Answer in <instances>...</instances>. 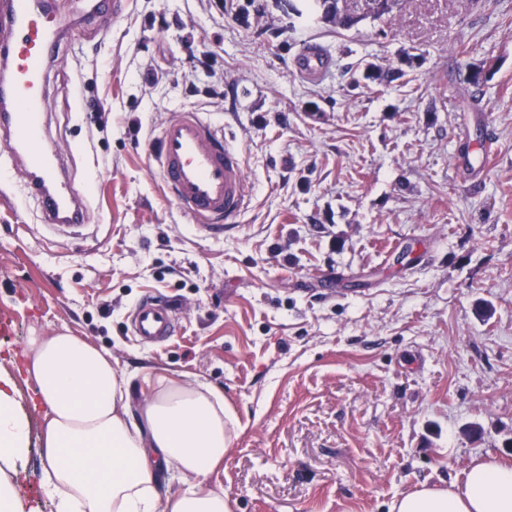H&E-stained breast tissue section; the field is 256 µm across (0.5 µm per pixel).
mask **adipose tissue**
I'll return each instance as SVG.
<instances>
[{
	"label": "adipose tissue",
	"mask_w": 512,
	"mask_h": 512,
	"mask_svg": "<svg viewBox=\"0 0 512 512\" xmlns=\"http://www.w3.org/2000/svg\"><path fill=\"white\" fill-rule=\"evenodd\" d=\"M21 356L47 410L41 486L54 512H232L211 478L244 425L220 390L158 375L132 403L111 354L69 332L29 337ZM29 436L16 383L0 372V512H26L19 464ZM172 472L180 489L161 492ZM390 512H512V469L484 459L463 487L417 488Z\"/></svg>",
	"instance_id": "adipose-tissue-1"
}]
</instances>
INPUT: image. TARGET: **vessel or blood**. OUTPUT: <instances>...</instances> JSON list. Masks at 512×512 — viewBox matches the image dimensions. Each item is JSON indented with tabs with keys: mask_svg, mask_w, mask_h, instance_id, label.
Masks as SVG:
<instances>
[{
	"mask_svg": "<svg viewBox=\"0 0 512 512\" xmlns=\"http://www.w3.org/2000/svg\"><path fill=\"white\" fill-rule=\"evenodd\" d=\"M0 135L13 155L25 161V189L42 204L46 226L62 229L84 223L87 204L60 169L59 153L43 137L44 76L58 60L64 25L52 18L49 0H0ZM301 74L317 77L330 60L317 46L294 59ZM154 160L177 207L213 234L223 232L251 205L240 148L198 113L178 112L162 126ZM175 310L153 298L130 315L133 336L157 341L173 335Z\"/></svg>",
	"mask_w": 512,
	"mask_h": 512,
	"instance_id": "obj_1",
	"label": "vessel or blood"
}]
</instances>
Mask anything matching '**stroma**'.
Segmentation results:
<instances>
[{
    "instance_id": "1",
    "label": "stroma",
    "mask_w": 512,
    "mask_h": 512,
    "mask_svg": "<svg viewBox=\"0 0 512 512\" xmlns=\"http://www.w3.org/2000/svg\"><path fill=\"white\" fill-rule=\"evenodd\" d=\"M59 10L47 140L88 214L52 234L0 147V367L32 333L68 331L111 353L133 401L156 373L221 390L245 425L213 478L233 512H389L417 487L463 486L475 461L512 468V0H402L350 30L305 0ZM310 44L331 59L315 81L293 68ZM469 65L488 73L477 97ZM378 68L402 76L368 79ZM180 111L243 150L252 204L220 239L152 157ZM150 293L181 317L138 342L129 316ZM15 381L21 491L51 512L45 410Z\"/></svg>"
}]
</instances>
